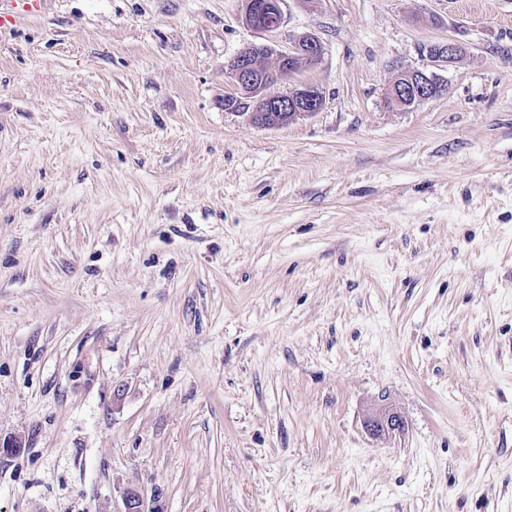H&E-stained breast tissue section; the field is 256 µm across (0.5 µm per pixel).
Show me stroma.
I'll return each instance as SVG.
<instances>
[{
  "label": "stroma",
  "instance_id": "obj_1",
  "mask_svg": "<svg viewBox=\"0 0 512 512\" xmlns=\"http://www.w3.org/2000/svg\"><path fill=\"white\" fill-rule=\"evenodd\" d=\"M244 5L0 28V512H512V0H284L279 128L224 107ZM423 74L426 75L419 70L400 72L389 88L390 102L397 103L396 100H399L405 101L407 105H415L438 96L443 90L442 85L425 80ZM416 75L422 77L417 83L414 78ZM366 427L375 436H382L404 430L403 419L395 412L381 411L369 418Z\"/></svg>",
  "mask_w": 512,
  "mask_h": 512
}]
</instances>
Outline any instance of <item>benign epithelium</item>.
Segmentation results:
<instances>
[{
    "label": "benign epithelium",
    "instance_id": "obj_1",
    "mask_svg": "<svg viewBox=\"0 0 512 512\" xmlns=\"http://www.w3.org/2000/svg\"><path fill=\"white\" fill-rule=\"evenodd\" d=\"M283 0H245V23L267 35L279 30L284 23ZM439 46L444 52L430 57L432 65L441 67L456 62L461 47L454 40L443 41ZM323 52L322 44L314 37L303 35L291 48L277 50L266 42L254 43L248 52L240 53L229 63L230 77L235 87L237 101L251 108L250 119L261 127L274 128L293 122L300 116L318 111L322 105V94L318 88L304 85L285 95H270L267 89L274 83L290 79L293 72L278 67L263 69L258 60L264 54H273L278 63H287L296 58L319 62ZM419 70L400 72L389 88V100L403 101L415 105L434 98L442 92V85L422 78ZM403 419L395 412L381 411L369 418L368 430L375 436H382L404 430ZM120 512H151L146 508L144 495L133 488L123 496Z\"/></svg>",
    "mask_w": 512,
    "mask_h": 512
}]
</instances>
